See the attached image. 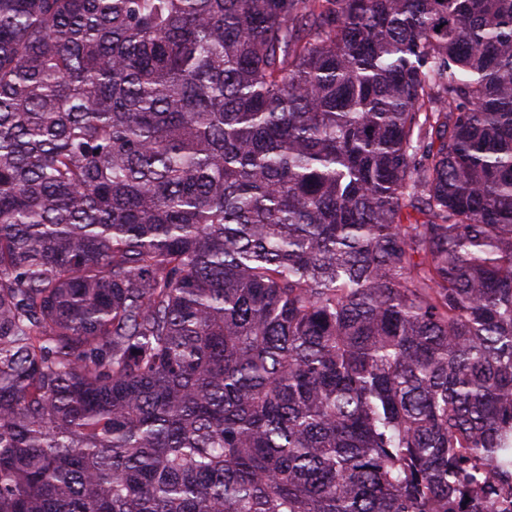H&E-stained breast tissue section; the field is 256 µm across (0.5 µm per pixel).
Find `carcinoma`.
I'll return each mask as SVG.
<instances>
[{
  "instance_id": "obj_1",
  "label": "carcinoma",
  "mask_w": 512,
  "mask_h": 512,
  "mask_svg": "<svg viewBox=\"0 0 512 512\" xmlns=\"http://www.w3.org/2000/svg\"><path fill=\"white\" fill-rule=\"evenodd\" d=\"M512 476V0H0V512H460Z\"/></svg>"
}]
</instances>
